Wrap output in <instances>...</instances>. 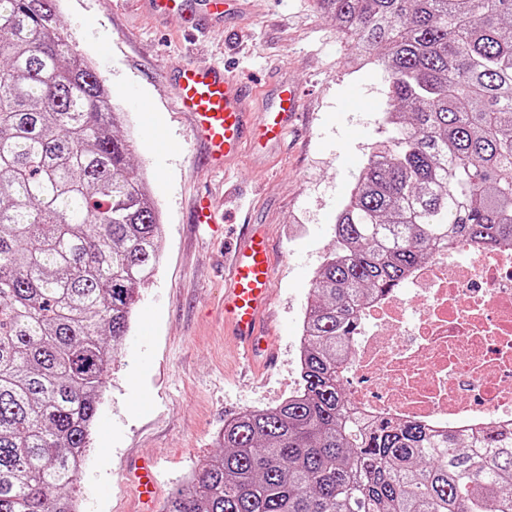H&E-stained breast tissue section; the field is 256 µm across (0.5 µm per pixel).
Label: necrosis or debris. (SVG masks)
<instances>
[{
	"label": "necrosis or debris",
	"instance_id": "necrosis-or-debris-1",
	"mask_svg": "<svg viewBox=\"0 0 512 512\" xmlns=\"http://www.w3.org/2000/svg\"><path fill=\"white\" fill-rule=\"evenodd\" d=\"M448 246L413 268L409 288L376 297L359 313L344 371L349 414L366 424L415 420L433 430L512 424V246Z\"/></svg>",
	"mask_w": 512,
	"mask_h": 512
}]
</instances>
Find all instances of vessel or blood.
<instances>
[{"label": "vessel or blood", "mask_w": 512, "mask_h": 512, "mask_svg": "<svg viewBox=\"0 0 512 512\" xmlns=\"http://www.w3.org/2000/svg\"><path fill=\"white\" fill-rule=\"evenodd\" d=\"M160 16L193 11L198 20L225 12V0H145ZM181 111L192 121V135L206 152L203 163L212 169L225 168L238 159L247 146L265 141L272 146L291 131L303 111L301 91L280 81L271 88V98L257 114L242 109L241 103L254 89L228 67L208 63H173L169 66ZM224 274V332L242 345L247 358L275 361L270 336L261 330L270 313L269 284L273 275V247L266 229L247 225L230 250ZM139 494L153 498L155 477L151 463L129 473Z\"/></svg>", "instance_id": "1"}]
</instances>
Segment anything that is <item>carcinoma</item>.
Returning a JSON list of instances; mask_svg holds the SVG:
<instances>
[{
	"mask_svg": "<svg viewBox=\"0 0 512 512\" xmlns=\"http://www.w3.org/2000/svg\"><path fill=\"white\" fill-rule=\"evenodd\" d=\"M54 0H0V512H78L79 475L162 232L126 122ZM359 68L390 75L393 136L365 155L312 281L299 388L224 422L162 512H512V428L346 414L358 307L447 239L512 243V0H314Z\"/></svg>",
	"mask_w": 512,
	"mask_h": 512,
	"instance_id": "carcinoma-1",
	"label": "carcinoma"
}]
</instances>
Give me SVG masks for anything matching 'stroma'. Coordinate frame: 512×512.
Instances as JSON below:
<instances>
[{"mask_svg":"<svg viewBox=\"0 0 512 512\" xmlns=\"http://www.w3.org/2000/svg\"><path fill=\"white\" fill-rule=\"evenodd\" d=\"M56 4L75 52L91 59L127 114L122 133L135 142L134 163L149 178L163 222L159 269L138 291L71 490L81 512H143L125 478L130 460H156L159 497L167 499L219 452L226 420L273 408L297 389L312 276L335 245L336 215L368 145L390 135L383 122L389 78L354 69L349 40L313 0H239L228 15L198 28L180 15L155 17L134 0ZM173 62L232 66L257 86L245 103L252 112L264 103L268 83L288 80L306 95V123L274 151L208 171L204 147L177 109L167 72ZM354 98L366 109H347ZM151 126L183 141L185 153L154 155ZM228 184L236 193L225 195ZM205 195L225 204L224 236L192 221ZM243 222L264 225L275 247L271 330L279 361L269 369L246 365L220 315L224 258Z\"/></svg>","mask_w":512,"mask_h":512,"instance_id":"stroma-1","label":"stroma"}]
</instances>
